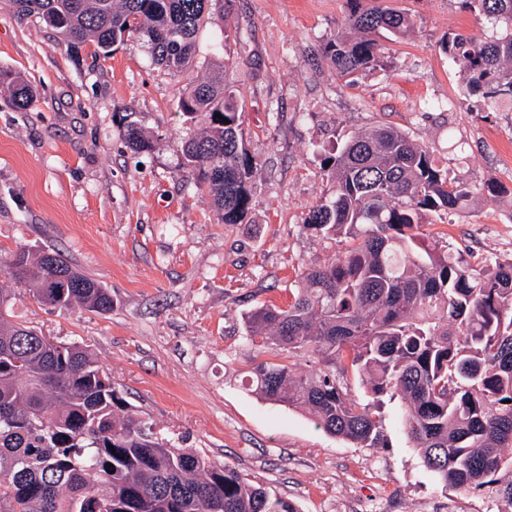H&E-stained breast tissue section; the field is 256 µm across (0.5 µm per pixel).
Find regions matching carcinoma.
Segmentation results:
<instances>
[{
  "label": "carcinoma",
  "instance_id": "1",
  "mask_svg": "<svg viewBox=\"0 0 512 512\" xmlns=\"http://www.w3.org/2000/svg\"><path fill=\"white\" fill-rule=\"evenodd\" d=\"M212 2L12 0L74 53L88 43L103 52L130 39L146 44L185 83L179 111L207 118L202 133L183 141L185 165L218 223L246 224L258 162L228 77L235 64L190 75ZM348 4L344 28L319 50L342 80L385 67L379 40L415 30L402 10ZM461 4L506 26L490 41L448 34L443 50L462 66L464 93L482 109L512 100V0ZM0 79L13 107L29 106L34 91L21 75ZM124 139L134 152L153 149L133 124ZM320 166L329 192L303 229L351 244L308 268L288 307L262 304L246 314L255 355L244 386L362 448L384 445V400L396 399L412 447L443 482L462 490L499 482V472L512 474V260L473 263L410 230L428 214L441 219L478 194L504 190L449 179L425 144L387 125L350 135ZM0 270L41 305L112 311L108 288L54 248L11 250ZM13 299L0 288V512H298L263 484L158 436L89 349L48 343L18 319ZM350 373L367 400L344 387Z\"/></svg>",
  "mask_w": 512,
  "mask_h": 512
}]
</instances>
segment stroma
Masks as SVG:
<instances>
[{
    "mask_svg": "<svg viewBox=\"0 0 512 512\" xmlns=\"http://www.w3.org/2000/svg\"><path fill=\"white\" fill-rule=\"evenodd\" d=\"M390 4L412 15L414 33L383 40L385 68L344 81L311 57L340 28L346 0H214L198 68L238 61L246 146L259 163L250 221L229 226L184 164L182 141L205 119L182 116L181 85L146 45L71 53L0 0V71L36 91L18 110L0 87V250H60L110 289L113 308L42 306L1 273L0 288H13L16 313L43 334L87 346L156 432L185 438L298 512H512L491 488L439 481L410 448L398 403L383 410V447L360 448L241 385L253 357L244 313L288 306L303 272L347 245L302 228L327 190L320 154L340 133L388 124L425 142L449 178L507 188L447 221L427 217L421 230L468 257L512 258V103L474 111L442 48L448 34L492 40L500 27L459 0ZM131 121L153 151L127 147Z\"/></svg>",
    "mask_w": 512,
    "mask_h": 512,
    "instance_id": "35a3bbf8",
    "label": "stroma"
}]
</instances>
